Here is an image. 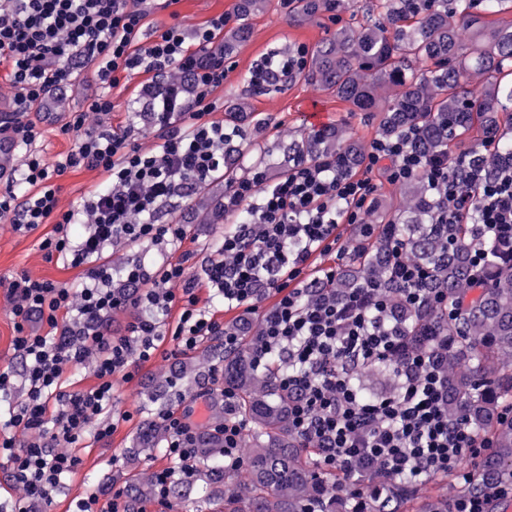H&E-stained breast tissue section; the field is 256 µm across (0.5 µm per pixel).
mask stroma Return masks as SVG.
<instances>
[{
    "instance_id": "stroma-1",
    "label": "stroma",
    "mask_w": 512,
    "mask_h": 512,
    "mask_svg": "<svg viewBox=\"0 0 512 512\" xmlns=\"http://www.w3.org/2000/svg\"><path fill=\"white\" fill-rule=\"evenodd\" d=\"M368 3L369 0H355L351 8L301 19L288 12L283 0H263L260 8L251 13L248 37L225 56L224 84L214 94L217 109L212 117L228 119V106L243 104L245 111L239 122L243 131L241 141L266 149V161L261 169L265 182L283 178L280 145L292 137H314L340 127L365 151L377 139L378 121L374 113L352 111L350 104L306 77L280 82L260 93L250 92L245 83L252 67L270 53L283 54L300 46L311 49L332 37L341 26L365 23ZM240 8L241 0H177L172 7H160L152 13L144 37L153 39V27L174 20L190 34L218 14L236 17ZM96 71V63H86L67 90L50 91L32 106L28 117L44 131L38 148L48 160L57 159L73 144V137L62 135L60 129L71 113L84 110L88 101L100 92ZM146 80V75L139 74L121 79L112 88L114 128L142 127L143 120L136 111L142 106L141 87ZM311 111L323 113L320 124L307 121L306 115ZM225 191L223 175H216L205 187L172 208L167 216L168 222L184 225L187 231L185 246L193 253L188 263L192 276H203L210 262L216 259V249L232 222L231 216L223 211ZM52 230V225L44 224L36 230L20 232L9 222L0 220V279L25 272L36 279L48 278L67 285L79 283L80 269L44 258L39 243ZM274 302V295L264 290L255 309L244 306L228 309L219 298L213 300L210 308L227 331L244 337L257 334L263 312ZM223 348V337L212 336L195 351L182 354L176 352L174 342L167 340L133 380L115 376L112 414L118 420L116 431L106 440L90 436L81 442L76 448L82 459L79 468L64 479L52 499L30 502V512H73L78 501L91 496L103 504L113 489L129 488L140 473L152 474L171 466L169 457L140 451L141 434L160 408L173 407L194 414L206 409V419L198 423L202 429L209 427L211 418L223 416L224 411L216 401L220 384L213 380L209 364L203 361L204 356ZM134 448L139 451L135 457L130 454Z\"/></svg>"
}]
</instances>
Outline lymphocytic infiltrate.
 Instances as JSON below:
<instances>
[{
    "label": "lymphocytic infiltrate",
    "instance_id": "obj_1",
    "mask_svg": "<svg viewBox=\"0 0 512 512\" xmlns=\"http://www.w3.org/2000/svg\"><path fill=\"white\" fill-rule=\"evenodd\" d=\"M154 8V0H0V66L16 104L0 133L24 153L21 174L28 189L22 198L10 185L0 192V218L20 231L52 225L39 244L45 258L83 270L76 288L25 272L4 284L13 345L26 361L27 389L26 399L11 410L8 434L0 435V456L25 494L11 512H29L28 500L52 498L81 463L73 445L90 434L111 437L117 428L110 416L114 376L132 380L164 336L183 353L211 336L223 337L228 346L238 343L236 334L200 308L204 289L232 308L257 300L264 288L276 294L261 318L253 363L263 367L275 357L292 364L280 378L302 395L290 424L317 449L323 468L348 476L373 469L384 476L423 478L452 472L470 481L462 460L479 457L481 448L466 426H449L442 377L431 358L408 354L405 337L387 323L382 283L365 281L339 301L309 302L302 275L319 252L333 259L321 268V281L335 279L334 262L344 252L336 229L364 224L382 177L393 183L425 181L436 198L431 229L440 235L479 211L472 259L475 268H483L484 241H512V164L490 173L465 153H416L410 147L417 137L412 127L398 137L376 139L359 177L331 155L296 161L277 182L255 178L225 193V212L248 210L250 221L225 235L221 256L204 278L192 277L184 261L167 258L183 245L185 229L163 217L190 189L204 187L224 169V141L231 131L211 119L210 98L224 84V48L216 38L228 19L217 15L190 36L173 24L140 44ZM85 61L97 62L104 90L86 111L72 113L62 132L75 141L67 153L48 161L35 149L43 131L26 112L49 89L69 86ZM123 73L150 77L143 98L155 146L138 144L112 126L110 91ZM81 169L99 171L104 187L60 210L55 178ZM75 224L82 225V233L72 234ZM118 243L150 244L161 260L113 266L110 250ZM117 274L127 291L113 288ZM391 275L408 305L446 304V297L428 292L426 271L406 263L397 245ZM176 305L179 319L163 332L164 318ZM128 310L134 318L125 335H114L113 315ZM401 358L406 365L395 394L368 398L351 386L354 368ZM88 363L96 385L72 389L68 372ZM221 397L226 415L214 430L225 461L235 464L245 425L231 414L234 389L223 384ZM158 417L168 433V452L180 464L155 472L162 498L175 473L192 476L199 432L187 413L165 409Z\"/></svg>",
    "mask_w": 512,
    "mask_h": 512
}]
</instances>
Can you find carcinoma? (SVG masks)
<instances>
[{"label":"carcinoma","mask_w":512,"mask_h":512,"mask_svg":"<svg viewBox=\"0 0 512 512\" xmlns=\"http://www.w3.org/2000/svg\"><path fill=\"white\" fill-rule=\"evenodd\" d=\"M385 24L345 26L314 48L306 62L307 77L361 112L380 113L379 126L395 137L414 126L418 137L412 148L427 155L451 150L454 141L475 128L497 130L512 108V24L485 27L478 10L512 11V0H375ZM290 12L312 18L331 9L327 0H289ZM224 37V50L247 33V14ZM471 30L469 39L464 30ZM429 63L418 69L414 63ZM486 89L464 97L458 89L471 79ZM286 158L312 160L323 154L340 157L354 169L362 160L356 143L341 128L310 140L288 143ZM471 156L483 157L479 149ZM485 158V157H483ZM249 161L248 154L224 141V179L231 182ZM512 163V138L500 140L499 151L485 158L494 171ZM402 200L388 220L394 225L404 256L429 270L426 288L463 303L460 314L448 317L439 307L416 309L401 301V287L390 279L387 243L380 237L351 247L350 261L331 283L310 285L312 300L326 294L342 296L368 278L383 284L389 320L402 325L410 338L409 352L425 351L438 362L443 374L448 421L466 422L491 447L485 452L473 482L461 494H483L512 481V260L501 259L503 247L490 241L485 284L471 298L474 279L472 225H453L449 240L430 232L434 196L422 180L400 189ZM258 337L224 351V380L236 389V412L244 418L246 436L240 463L224 465L222 441L211 431L200 435L194 475L174 481L167 497L182 501L193 489L202 494L209 512H336L346 507L337 480L317 462V451L305 445L292 430L289 408L295 394L280 387L286 366L273 362L255 368L252 353ZM398 363L385 361L354 374L353 384L364 395H374L378 382L397 376ZM166 432L161 422L147 428L149 449L158 450ZM153 476L140 479L129 512L153 493ZM416 499V483L407 478L392 481L387 498L371 505V512H401Z\"/></svg>","instance_id":"cac0c4a2"}]
</instances>
